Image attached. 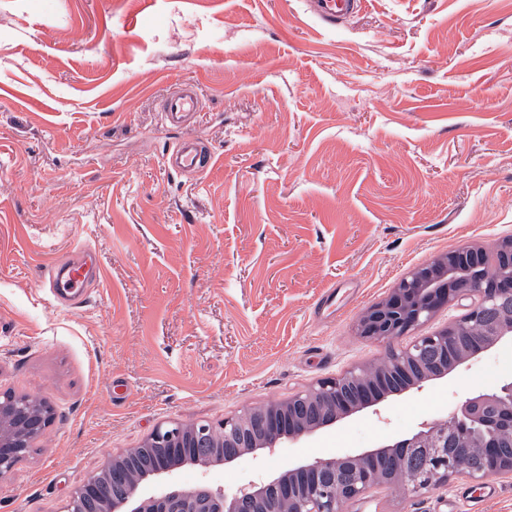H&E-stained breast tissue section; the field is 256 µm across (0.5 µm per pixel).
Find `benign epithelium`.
<instances>
[{"mask_svg":"<svg viewBox=\"0 0 512 512\" xmlns=\"http://www.w3.org/2000/svg\"><path fill=\"white\" fill-rule=\"evenodd\" d=\"M466 300L465 313L435 334H422L397 347L394 341L419 330L437 312ZM482 335H471L472 327ZM356 334L387 346L386 359L370 368L354 367L320 379L288 398L286 412L277 403L248 409L216 423H199L182 431L179 424L156 427L150 434L163 453L138 477L112 458V497L101 504L99 475L76 486L79 496L96 504L95 512H344L384 475L388 460L399 458L424 468L412 493L426 491L455 476L476 485L512 476V454L498 435L512 432V379L493 390L468 392L449 417L423 424L390 444L361 452H334L285 468L267 479L254 470L234 490L212 484L213 466L259 461L337 421L384 401L387 395L419 390L468 365L505 339L512 340V239L494 251L476 245L450 249L416 267L382 301L366 309ZM49 427L45 416L16 404L0 405V479L11 475L29 456L30 439ZM480 438V447L461 448L458 436ZM201 468L195 484H178L181 468Z\"/></svg>","mask_w":512,"mask_h":512,"instance_id":"1","label":"benign epithelium"}]
</instances>
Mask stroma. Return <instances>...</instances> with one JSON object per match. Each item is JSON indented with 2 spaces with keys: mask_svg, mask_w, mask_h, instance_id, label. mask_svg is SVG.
Instances as JSON below:
<instances>
[{
  "mask_svg": "<svg viewBox=\"0 0 512 512\" xmlns=\"http://www.w3.org/2000/svg\"><path fill=\"white\" fill-rule=\"evenodd\" d=\"M197 86L198 122L161 103ZM214 162L161 158L185 136ZM512 236V0H0V392L53 419L0 480V512H64L74 487L167 421L217 422L384 345L354 333L411 269ZM94 262L83 306L56 257ZM512 377V345L287 444L265 476L363 451ZM512 512V479L345 512ZM361 4L360 0H314L310 2L314 14L321 21L331 25L347 18ZM211 149L201 139L189 136L178 142L166 158L168 169L182 175L202 174L210 168Z\"/></svg>",
  "mask_w": 512,
  "mask_h": 512,
  "instance_id": "1",
  "label": "stroma"
}]
</instances>
